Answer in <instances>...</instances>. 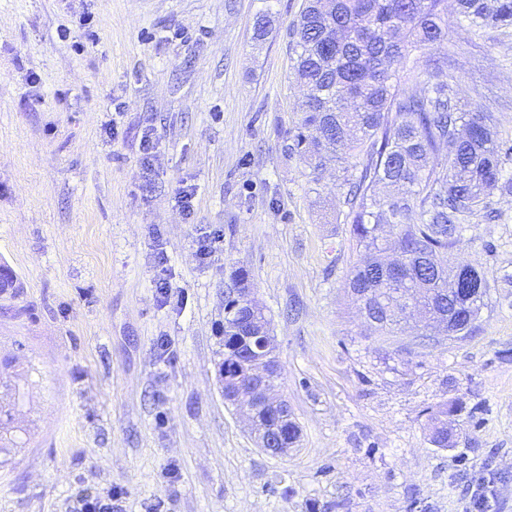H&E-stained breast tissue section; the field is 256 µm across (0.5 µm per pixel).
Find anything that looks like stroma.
<instances>
[{"label": "stroma", "instance_id": "stroma-1", "mask_svg": "<svg viewBox=\"0 0 512 512\" xmlns=\"http://www.w3.org/2000/svg\"><path fill=\"white\" fill-rule=\"evenodd\" d=\"M303 3L0 0V266L18 282L0 361L27 377L0 425L21 446L0 512H79L86 489L121 491L120 512H463L487 473L512 512V193L466 215L447 254L491 285L472 333L370 334L345 288L359 254L339 172L288 149ZM446 20L447 42L413 61L453 75L512 145V29ZM241 269L300 429L285 455L257 446L218 379ZM447 406L439 448L430 413Z\"/></svg>", "mask_w": 512, "mask_h": 512}]
</instances>
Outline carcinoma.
I'll list each match as a JSON object with an SVG mask.
<instances>
[{"instance_id":"obj_1","label":"carcinoma","mask_w":512,"mask_h":512,"mask_svg":"<svg viewBox=\"0 0 512 512\" xmlns=\"http://www.w3.org/2000/svg\"><path fill=\"white\" fill-rule=\"evenodd\" d=\"M473 34L512 27V0H455ZM447 0H305L293 26V78L311 90L289 150L313 170L341 165L345 220L360 259L347 288L372 334L419 314L427 323L478 320L484 297L448 301L458 278L487 293L486 276L448 267L462 218L502 188V154L492 112L466 110L448 81L408 65L412 52L443 45ZM224 294V399L269 320L232 308ZM432 442L448 447V410Z\"/></svg>"}]
</instances>
